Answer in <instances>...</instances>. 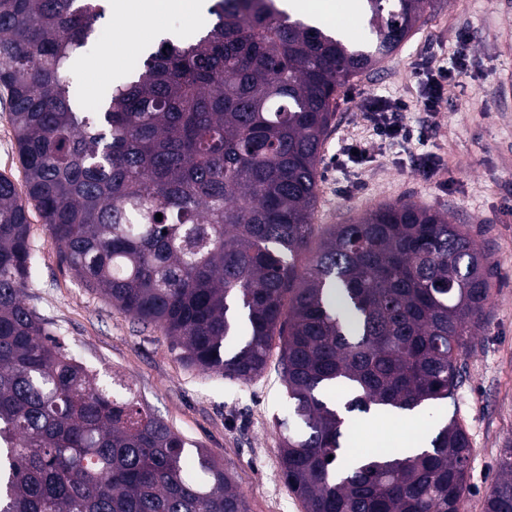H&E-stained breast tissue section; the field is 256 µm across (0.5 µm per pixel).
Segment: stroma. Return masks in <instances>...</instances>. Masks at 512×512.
<instances>
[{
  "label": "stroma",
  "mask_w": 512,
  "mask_h": 512,
  "mask_svg": "<svg viewBox=\"0 0 512 512\" xmlns=\"http://www.w3.org/2000/svg\"><path fill=\"white\" fill-rule=\"evenodd\" d=\"M462 29L471 36L468 68L450 87L447 106L428 114L420 97L422 73L430 62H451ZM131 59L124 54L102 76L80 58L69 78L92 100L105 81L127 75ZM376 93L405 104L410 123L427 128L426 149L443 160L438 174L426 175L401 146L377 139L364 118L365 100ZM347 137L373 143L372 158L337 167L334 154ZM0 174L24 189L10 112L1 99ZM400 201L472 225L496 266L489 323L463 358L467 377L455 399L436 402L400 421L385 416L372 424L354 419L350 445L367 454V435H379L395 446L417 439L436 422L457 417L473 448L468 512H482L500 451L512 446V0H438L377 72L341 88L336 121L324 144L313 224L321 231ZM29 222L38 272L25 290V302L75 359L103 380L120 379L189 443L221 459L247 512H303L277 454L275 422L285 415L286 399L275 369L241 383L186 364L161 330L143 327L82 286L61 262L38 212H31Z\"/></svg>",
  "instance_id": "1"
}]
</instances>
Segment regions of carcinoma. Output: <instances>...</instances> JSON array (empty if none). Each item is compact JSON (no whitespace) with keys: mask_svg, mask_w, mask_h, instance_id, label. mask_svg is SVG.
Wrapping results in <instances>:
<instances>
[{"mask_svg":"<svg viewBox=\"0 0 512 512\" xmlns=\"http://www.w3.org/2000/svg\"><path fill=\"white\" fill-rule=\"evenodd\" d=\"M100 2L0 0V93L26 187L0 174V512H247L220 460L188 457L179 432L101 383L25 304L31 205L82 285L186 363L247 382L278 349L277 451L304 512H467L459 419L422 453L352 459L347 415L454 398L489 322L490 254L472 226L411 203L334 224L310 248L339 89L434 0H363L369 48L279 0H214L209 30L162 41L89 101L66 74ZM483 512H512V448Z\"/></svg>","mask_w":512,"mask_h":512,"instance_id":"1","label":"carcinoma"}]
</instances>
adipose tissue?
Wrapping results in <instances>:
<instances>
[{"label":"adipose tissue","instance_id":"1","mask_svg":"<svg viewBox=\"0 0 512 512\" xmlns=\"http://www.w3.org/2000/svg\"><path fill=\"white\" fill-rule=\"evenodd\" d=\"M112 9L119 16L141 20V28L121 31L118 49L140 48L158 30L157 18L165 11L189 12L191 24L203 15L200 0H113ZM292 14L313 20L324 27L337 29L344 37H357V19L351 0H290Z\"/></svg>","mask_w":512,"mask_h":512}]
</instances>
